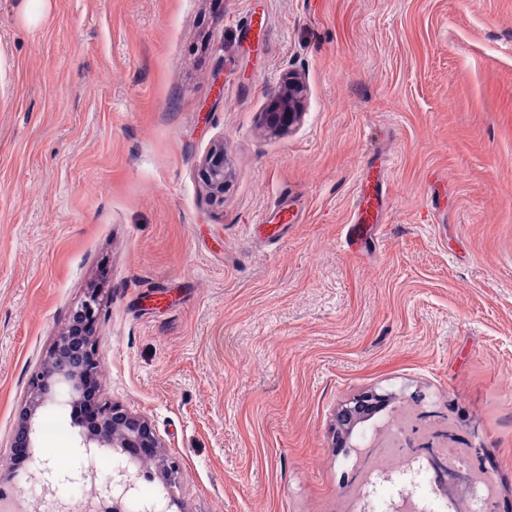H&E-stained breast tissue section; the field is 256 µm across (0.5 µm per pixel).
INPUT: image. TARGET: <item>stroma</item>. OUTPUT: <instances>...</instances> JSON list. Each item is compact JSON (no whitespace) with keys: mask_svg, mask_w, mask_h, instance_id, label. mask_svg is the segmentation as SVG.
<instances>
[{"mask_svg":"<svg viewBox=\"0 0 512 512\" xmlns=\"http://www.w3.org/2000/svg\"><path fill=\"white\" fill-rule=\"evenodd\" d=\"M288 73L307 97L275 135L259 114ZM370 163L379 232L354 258ZM93 288L102 397L179 465L141 498L349 512L365 471L338 414L374 392L475 449L512 512V0H49L35 25L0 0V461ZM36 426L111 473L70 413ZM209 196L213 200H224V187L229 177L228 160L223 143L213 146L205 156L199 170ZM367 172L359 179L355 188L353 217L346 226L344 245L349 251L357 245H362L367 239L368 228L372 224H377L374 214L378 212L380 204L383 202V178L380 173Z\"/></svg>","mask_w":512,"mask_h":512,"instance_id":"obj_1","label":"stroma"}]
</instances>
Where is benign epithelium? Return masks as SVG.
I'll return each instance as SVG.
<instances>
[{"instance_id":"benign-epithelium-1","label":"benign epithelium","mask_w":512,"mask_h":512,"mask_svg":"<svg viewBox=\"0 0 512 512\" xmlns=\"http://www.w3.org/2000/svg\"><path fill=\"white\" fill-rule=\"evenodd\" d=\"M305 95V86L296 78L290 76L282 81L262 113L263 124L275 134L289 132L301 118ZM199 175L209 196L214 200H224V187L229 177L224 144L219 143L210 149ZM99 310V294L93 290L57 336L42 367L29 381L10 447L12 452L26 456L31 464L28 482L41 488L52 512H107L109 505L112 512H160L157 502L140 498V481L153 478L151 467L154 466L169 488L176 467L168 464L161 442L149 422L141 415L102 401L95 403L91 417L79 415L88 396L100 393L96 374ZM374 398L376 395L366 393L354 399V404L343 410L341 422L354 421ZM48 408L73 410L77 415L73 426L80 428V447L85 452L89 453L93 448L112 450L115 463L111 474L100 480L92 470L60 473L51 457L40 454L34 419L39 411ZM419 470L433 472V480L437 483L446 481L448 477H458L443 453H430L426 466L419 467ZM65 484L89 487L80 509H74L69 501L57 496L59 486Z\"/></svg>"}]
</instances>
